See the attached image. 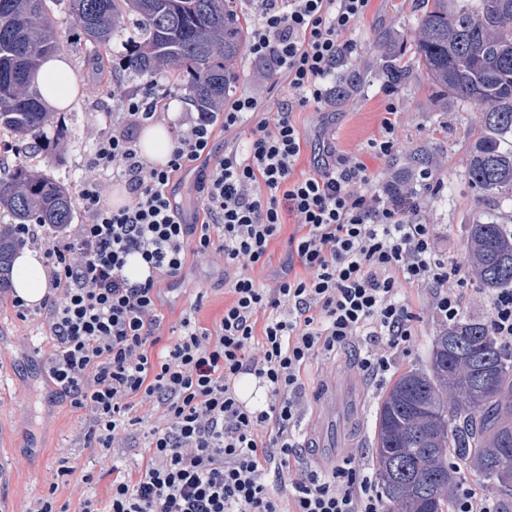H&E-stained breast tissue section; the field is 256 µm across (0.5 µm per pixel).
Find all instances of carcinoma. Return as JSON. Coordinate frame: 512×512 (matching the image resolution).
<instances>
[{
    "instance_id": "carcinoma-1",
    "label": "carcinoma",
    "mask_w": 512,
    "mask_h": 512,
    "mask_svg": "<svg viewBox=\"0 0 512 512\" xmlns=\"http://www.w3.org/2000/svg\"><path fill=\"white\" fill-rule=\"evenodd\" d=\"M71 28L94 48L126 31L125 67L147 77L162 66L183 68L199 112H219L239 80L249 41L237 0H68ZM418 69L435 96L480 113L481 136L464 174L481 198L512 188V0H421L414 28ZM62 42L47 0H0V128L37 148L48 122L34 74ZM389 82L408 65L382 45ZM363 73L349 60L336 67V98H346ZM16 224H69L68 189L23 165L0 178V206ZM20 248L0 229V290L10 287ZM466 254L481 288H512V232L493 221L469 228ZM372 466L387 512H449L460 473L512 497V350L483 319L464 317L433 336L428 365L400 374L380 399Z\"/></svg>"
}]
</instances>
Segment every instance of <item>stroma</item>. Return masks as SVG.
I'll list each match as a JSON object with an SVG mask.
<instances>
[{"label": "stroma", "instance_id": "1", "mask_svg": "<svg viewBox=\"0 0 512 512\" xmlns=\"http://www.w3.org/2000/svg\"><path fill=\"white\" fill-rule=\"evenodd\" d=\"M419 9V0H371L366 19L355 24L348 34L356 45L351 60L360 65L364 74L361 87L336 104L328 125H321L318 114L308 110L296 111L294 118L309 144L327 131L333 135L337 151L362 153L378 133L386 98L394 97L400 155L425 149L442 184L438 196L422 210L425 221L437 229L435 248L445 259L461 260L466 256L465 240L471 224L494 221L512 231V190L484 200L463 178L469 147L480 131L476 113L455 102L441 105L420 71H413L395 87L383 74L379 48L382 40H391L404 62L412 63V27ZM49 12L65 40L63 51L82 91L69 111L53 113L45 128L49 144L44 150L18 151L13 146L0 145V164H21L57 179L73 196L86 180L100 182L107 194L121 181L92 165L93 146L116 117L113 89L136 92L143 81L123 68L125 49L121 43L110 44L97 56L86 49L70 29L66 0H50ZM257 69L251 55H244L236 92L256 98L261 111H276L286 84L259 78ZM407 295L417 336L410 352L397 362L395 371L399 374L425 367L430 338L440 327L431 307L430 288L416 287ZM11 298L10 291L0 292V459L9 468L8 476L0 482V500L9 512H20L26 501L46 495L54 485L58 488V502L68 503L71 512H78L81 499L86 497L106 502L113 467L129 473L137 471L145 454L143 445L150 424L141 421L140 408H133L132 414L140 422L129 427L128 446L117 458L79 441L78 435L87 427L90 416L53 392L45 373L53 341L43 318L34 312L27 319H19ZM224 300L223 263L192 261L184 278L164 290L160 307L162 334L170 335L189 311L201 326H212L224 313ZM351 362L347 351L319 356L305 381V397L310 411L315 412L321 408L326 385L336 380L354 381L358 412L336 413V457H351L368 467L372 464L375 412L382 392L359 376ZM64 459L73 472L68 484L61 485L57 482V468Z\"/></svg>", "mask_w": 512, "mask_h": 512}]
</instances>
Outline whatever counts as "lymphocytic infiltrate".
Masks as SVG:
<instances>
[{
    "label": "lymphocytic infiltrate",
    "instance_id": "obj_1",
    "mask_svg": "<svg viewBox=\"0 0 512 512\" xmlns=\"http://www.w3.org/2000/svg\"><path fill=\"white\" fill-rule=\"evenodd\" d=\"M369 2L253 0L249 53L288 82L275 112L260 116L257 99L240 96L198 113L177 130L168 162L151 166L136 133L159 117V82L120 93L121 116L97 139L92 163L124 179L129 205L109 207L100 183L86 181L76 229L63 224L42 238L36 225H15L20 242L45 243L46 375L89 413L83 441L123 447L136 406L152 421L137 475L115 476L105 506L86 499L80 512H385L365 468L347 459L327 474L300 461L303 378L314 357L361 337L356 367L385 379L416 334L405 289L432 287L437 318L452 324L466 278L464 261L437 254L422 203L389 201L360 155L326 139L310 169H296L306 140L293 114L335 107L336 61L355 52L347 33ZM247 123L246 144L215 153L218 133ZM188 170L193 202L184 205L175 179ZM289 219L290 263L273 275L269 248ZM214 252L230 296L222 317L207 328L184 316L176 339L163 343V284ZM132 254L149 268L144 282L123 273ZM244 374L266 390L265 407L241 401Z\"/></svg>",
    "mask_w": 512,
    "mask_h": 512
}]
</instances>
